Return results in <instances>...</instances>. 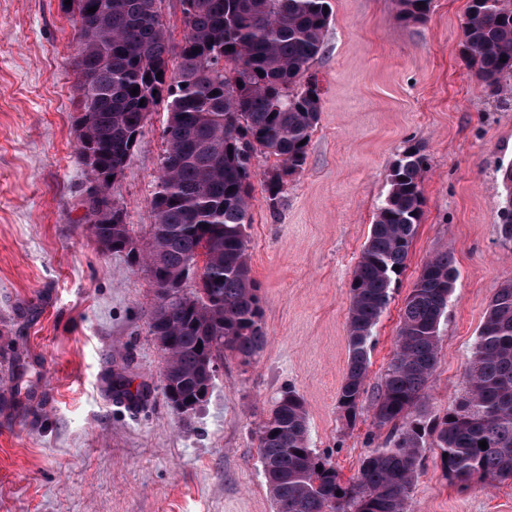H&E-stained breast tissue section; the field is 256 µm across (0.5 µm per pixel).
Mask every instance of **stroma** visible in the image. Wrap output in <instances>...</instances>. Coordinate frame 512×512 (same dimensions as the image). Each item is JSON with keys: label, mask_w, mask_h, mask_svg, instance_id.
<instances>
[{"label": "stroma", "mask_w": 512, "mask_h": 512, "mask_svg": "<svg viewBox=\"0 0 512 512\" xmlns=\"http://www.w3.org/2000/svg\"><path fill=\"white\" fill-rule=\"evenodd\" d=\"M311 70L322 112L304 169L269 206L254 158L246 228L266 343L225 354L191 417L163 391L167 355L150 330L158 299L146 269L104 250L85 219L91 182L76 158V26L59 0H0V512H274L259 431L285 390L304 400L308 443L343 482L389 442L371 404L393 355L405 300L427 259L457 272L440 324L423 419L436 426L462 379L496 288L512 279L500 233L498 169L512 161V94L487 97L460 56L467 0H432L403 24L395 0H330ZM166 104L144 124L111 187L140 245L154 222ZM423 147V215L373 329L355 424L337 398L348 363L350 282L392 163ZM148 385L138 406L113 374ZM411 512H512V481L465 488L433 443L421 450Z\"/></svg>", "instance_id": "1"}]
</instances>
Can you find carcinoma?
<instances>
[{"label": "carcinoma", "instance_id": "obj_1", "mask_svg": "<svg viewBox=\"0 0 512 512\" xmlns=\"http://www.w3.org/2000/svg\"><path fill=\"white\" fill-rule=\"evenodd\" d=\"M424 6H418V2ZM396 19L423 22L431 0H396ZM183 38L170 41L157 0H59L78 32L74 61L83 123L76 154L92 186L83 199L99 244L147 265L158 303L151 333L165 336L171 396L197 402L214 367L229 351L244 361L264 346L263 301L252 276L246 227L258 152L276 157L275 171L304 169L319 123L321 91L310 63L322 52L329 0H180ZM97 7L93 13L91 7ZM461 54L483 90H512V0H469ZM179 59L176 69L171 57ZM138 88L133 95L131 90ZM144 105H139L140 100ZM168 104L162 174L151 200L148 253L133 254L129 225L106 224L112 202L109 170L126 166L147 116ZM428 159L411 145L394 162L350 283L348 369L338 407L352 422L362 409L370 339L388 303L395 267H404L423 213L421 184ZM502 237L512 241V183H502ZM279 176L265 180L273 207ZM199 279L193 292L189 276ZM456 283L451 253L429 259L406 298L390 359L372 403L373 423L392 426L389 445L363 459L348 486L308 444L307 411L290 389L281 394L259 434L261 462L275 512H409L423 440L424 389L433 373L439 325ZM117 396L137 405L145 387L115 377ZM448 477L460 484L512 479V280L490 300L461 394L434 429ZM487 442V448L479 446Z\"/></svg>", "mask_w": 512, "mask_h": 512}]
</instances>
